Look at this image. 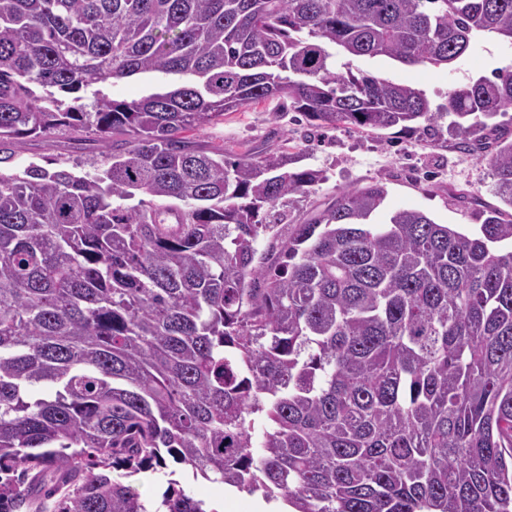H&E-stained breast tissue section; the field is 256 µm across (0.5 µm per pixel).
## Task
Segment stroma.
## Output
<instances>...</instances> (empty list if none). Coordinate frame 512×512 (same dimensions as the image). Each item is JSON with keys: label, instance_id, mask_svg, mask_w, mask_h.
I'll return each mask as SVG.
<instances>
[{"label": "stroma", "instance_id": "stroma-1", "mask_svg": "<svg viewBox=\"0 0 512 512\" xmlns=\"http://www.w3.org/2000/svg\"><path fill=\"white\" fill-rule=\"evenodd\" d=\"M334 63L337 72L343 74L362 70L411 85L437 106L444 103L453 86L512 67V44L485 34L476 38L455 63L441 67H409L385 57H353L340 52ZM201 139L234 152L281 148L300 155L301 165L325 170L327 181L314 186L299 204L308 212L325 209L340 190L378 181L388 191L385 211L417 209L437 223L475 233L487 216V206L498 203L489 191L492 175L488 164L475 154L458 150L450 132L441 146L432 147L419 134L397 133L380 140L345 127L312 130L298 113L269 100L226 113L222 122L202 133ZM477 188L482 191L481 204L451 203V194ZM176 477L217 512H254L256 495L219 482L193 479L182 470Z\"/></svg>", "mask_w": 512, "mask_h": 512}]
</instances>
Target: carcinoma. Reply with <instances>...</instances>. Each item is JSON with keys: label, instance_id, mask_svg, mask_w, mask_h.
Instances as JSON below:
<instances>
[{"label": "carcinoma", "instance_id": "obj_1", "mask_svg": "<svg viewBox=\"0 0 512 512\" xmlns=\"http://www.w3.org/2000/svg\"><path fill=\"white\" fill-rule=\"evenodd\" d=\"M481 33L512 43V0H0V164L104 143L0 172V512H216L142 498L169 460L294 512H512V69L434 110L328 50L447 66ZM274 99L432 147L450 117L503 207L376 223L375 182L295 224L323 170L196 137ZM96 88L102 89L111 99L131 101L142 97L146 93L148 85L140 79L130 78L115 83H101ZM67 141L62 138L51 139L46 142L25 140L17 145L12 160L10 163L4 164V168L6 170H22L31 162L47 168L56 167L57 165H47L46 161L56 158L60 154L69 156L73 149L66 148Z\"/></svg>", "mask_w": 512, "mask_h": 512}]
</instances>
